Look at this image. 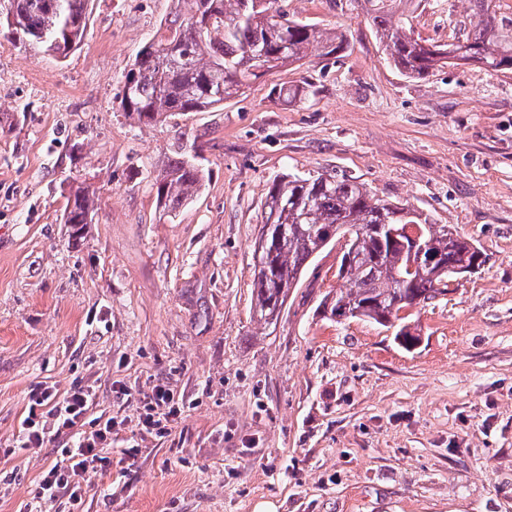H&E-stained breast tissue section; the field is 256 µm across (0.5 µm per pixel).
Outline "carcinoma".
<instances>
[{
  "label": "carcinoma",
  "mask_w": 512,
  "mask_h": 512,
  "mask_svg": "<svg viewBox=\"0 0 512 512\" xmlns=\"http://www.w3.org/2000/svg\"><path fill=\"white\" fill-rule=\"evenodd\" d=\"M12 18L0 22V37L13 45L43 49L60 56L78 47L87 29L89 0H5ZM369 18L383 54L407 78H424L444 65L477 62L498 72L512 69V15L499 11L498 0H469L470 30L461 39L429 52L414 37L406 0H368ZM171 18L160 26L171 39L143 45L124 75L120 107L140 124H162L171 116L203 112L244 93L260 76L305 59L314 51L328 56L343 47L344 34L321 29L288 14L287 0H172ZM205 180L196 156L179 144L152 182L157 204L172 213L193 200ZM96 192L70 190L64 223L72 241L85 239L93 223ZM402 224L422 230L421 244L450 268H480L482 250L447 224H432L416 210L379 199L365 184L344 176L326 181L323 174H288L272 181L265 201L262 233L267 262L256 266L254 317L276 323L290 288L297 285L309 260L335 238L349 235L330 313L391 327L398 313L448 292L452 274L425 265L409 271L411 246L394 242L390 232ZM288 226V234L278 236Z\"/></svg>",
  "instance_id": "cac0c4a2"
}]
</instances>
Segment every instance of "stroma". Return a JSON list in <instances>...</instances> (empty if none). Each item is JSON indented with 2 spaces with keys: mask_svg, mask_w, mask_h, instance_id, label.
Returning a JSON list of instances; mask_svg holds the SVG:
<instances>
[{
  "mask_svg": "<svg viewBox=\"0 0 512 512\" xmlns=\"http://www.w3.org/2000/svg\"><path fill=\"white\" fill-rule=\"evenodd\" d=\"M427 44L469 30L468 0H415ZM366 0H288L346 49L254 80L168 123H131L122 80L171 0H90L63 59L0 39V512H18L60 443L12 448L32 390L166 384L164 435L123 427L79 512H512V70L385 61ZM288 85L290 93L278 89ZM206 171L175 216L151 182L180 138ZM363 182L480 245V270L406 310L419 342L336 322L340 243L308 265L275 325L252 319L255 247L275 176ZM97 212L72 244L66 184ZM138 446L125 477L113 464Z\"/></svg>",
  "mask_w": 512,
  "mask_h": 512,
  "instance_id": "obj_1",
  "label": "stroma"
}]
</instances>
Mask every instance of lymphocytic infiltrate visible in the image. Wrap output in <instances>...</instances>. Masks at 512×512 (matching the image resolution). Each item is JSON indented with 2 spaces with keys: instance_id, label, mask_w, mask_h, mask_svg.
Masks as SVG:
<instances>
[{
  "instance_id": "obj_1",
  "label": "lymphocytic infiltrate",
  "mask_w": 512,
  "mask_h": 512,
  "mask_svg": "<svg viewBox=\"0 0 512 512\" xmlns=\"http://www.w3.org/2000/svg\"><path fill=\"white\" fill-rule=\"evenodd\" d=\"M121 400L139 402L137 427L148 434L167 433L182 407L179 396L162 385L152 386L139 399L130 390H122ZM93 404L92 389L83 386L71 388L60 397L47 387L32 393L28 415L16 439L17 448L36 450L68 436L73 442L64 446L62 461L43 473L22 512H40L41 507L62 504L74 510L80 504L86 474L101 466L103 449L111 447L112 436L121 427L115 417L100 416L91 420L90 431H83L82 421Z\"/></svg>"
}]
</instances>
